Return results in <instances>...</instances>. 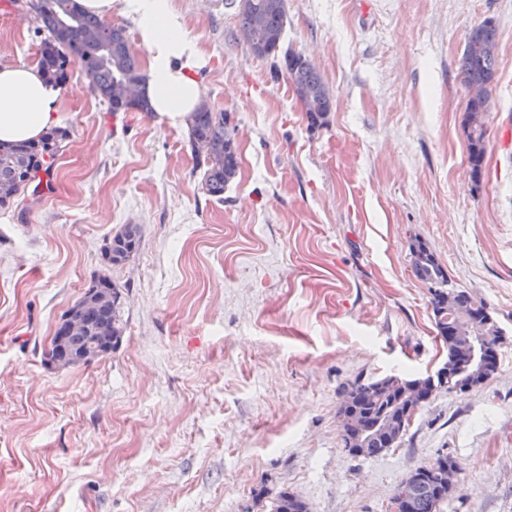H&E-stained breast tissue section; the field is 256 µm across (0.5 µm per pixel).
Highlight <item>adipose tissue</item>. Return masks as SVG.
<instances>
[{
    "mask_svg": "<svg viewBox=\"0 0 512 512\" xmlns=\"http://www.w3.org/2000/svg\"><path fill=\"white\" fill-rule=\"evenodd\" d=\"M123 13L138 21L139 39L147 50L144 91L158 124L182 128L201 103L195 73L202 53L187 36L170 0H122ZM61 93L47 83L37 66L0 64V142L35 141L60 122Z\"/></svg>",
    "mask_w": 512,
    "mask_h": 512,
    "instance_id": "adipose-tissue-1",
    "label": "adipose tissue"
}]
</instances>
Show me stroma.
I'll return each mask as SVG.
<instances>
[{
  "instance_id": "35a3bbf8",
  "label": "stroma",
  "mask_w": 512,
  "mask_h": 512,
  "mask_svg": "<svg viewBox=\"0 0 512 512\" xmlns=\"http://www.w3.org/2000/svg\"><path fill=\"white\" fill-rule=\"evenodd\" d=\"M35 2L0 0V63H37ZM171 5L206 58L204 104L230 114L237 175L208 196L188 129L108 111L70 67L59 156L39 193L0 206V512H270L282 492L310 512H392L406 475L446 455L461 473L440 512H512V0H286L280 49L333 100L314 130L235 6ZM487 19L498 82L476 181L459 59ZM128 224L138 250L106 264ZM418 240L503 329L499 367L435 392L395 448L354 456L345 389L448 356ZM102 276L122 291L118 349L48 364Z\"/></svg>"
}]
</instances>
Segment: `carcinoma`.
<instances>
[{"label": "carcinoma", "mask_w": 512, "mask_h": 512, "mask_svg": "<svg viewBox=\"0 0 512 512\" xmlns=\"http://www.w3.org/2000/svg\"><path fill=\"white\" fill-rule=\"evenodd\" d=\"M39 29L46 34L39 58V68L46 81L57 86L65 79V68L77 62L94 92L106 101L113 112L136 111L151 113L153 109L145 92L131 100L112 96L113 84L119 79L142 84L140 65L133 53L126 31L112 26L99 15L85 10L78 0H38L35 5ZM239 27L251 30L255 40L265 48L264 56H276L286 25L285 0H248L238 6ZM496 27L481 23L468 35L460 59V75L466 86L476 85L485 95L466 102L465 129L468 141V160L474 179L482 176L491 97L496 81ZM288 74L298 99L313 97L321 102L322 111L307 112L305 119L311 129L326 124L332 109L329 90L311 60L300 53L286 52L283 65H274L273 77ZM190 142L197 167H205L202 177L204 192L217 199L224 198V188L238 170L234 141L228 131L229 113L214 112L201 106L189 119ZM59 132L45 134L32 143L3 146L0 144V205L7 203L19 191H25L37 177L45 158L53 159L58 151ZM141 231L138 225L128 224L115 234L107 247L114 265L125 262L139 247ZM413 271L422 281L434 286L431 307L440 336L448 343V360L467 362L475 345L485 348L480 363L481 375L489 379L497 370V341L503 331L486 313L472 324L448 322V293L456 294L462 307L473 301L460 289H447L448 274L428 246L419 241L413 248ZM121 290L108 279L93 282L77 302L65 312L80 329L56 345H51L46 358L63 367L87 365L114 352L123 337V309L118 297ZM409 378L395 375L376 380H357L344 391L340 417L355 418L371 430L368 440L356 455L378 456L393 447L389 435L376 429L388 414L405 413L398 398ZM425 464L410 472L399 487L413 482L410 512H438L445 498L438 495L435 481L428 475ZM271 512H308L306 504L286 492L273 502Z\"/></svg>", "instance_id": "cac0c4a2"}]
</instances>
